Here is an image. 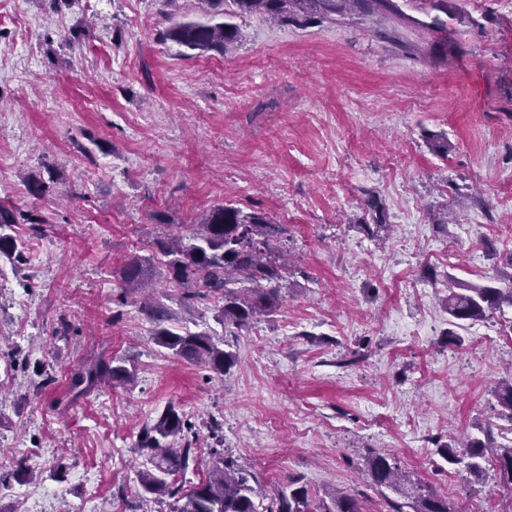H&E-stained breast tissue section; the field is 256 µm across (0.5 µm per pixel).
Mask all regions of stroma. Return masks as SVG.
Here are the masks:
<instances>
[{
    "label": "stroma",
    "mask_w": 512,
    "mask_h": 512,
    "mask_svg": "<svg viewBox=\"0 0 512 512\" xmlns=\"http://www.w3.org/2000/svg\"><path fill=\"white\" fill-rule=\"evenodd\" d=\"M395 2L242 16L232 47L186 58L160 35L205 20L200 0H0V203L42 222L15 227L24 263L0 258V512H169L138 474L142 432L171 405L196 425L199 464L172 477L187 487L219 448L257 500L295 479L389 512L401 494L365 466L381 453L462 512H512L498 470L477 483L439 453L488 429L512 442L493 395L512 309L453 342L444 309L452 284L512 280V0H448L441 31L433 0ZM224 204L288 228L278 304L233 332L211 302L184 306L154 248ZM134 254L167 327L223 337L233 368L154 342L120 277ZM99 357L134 382L74 396L72 372Z\"/></svg>",
    "instance_id": "1"
}]
</instances>
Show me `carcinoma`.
<instances>
[{"mask_svg": "<svg viewBox=\"0 0 512 512\" xmlns=\"http://www.w3.org/2000/svg\"><path fill=\"white\" fill-rule=\"evenodd\" d=\"M209 18L201 21H176L163 33L165 41L203 54L224 50L239 38L236 24L214 18H233L255 13L265 14L280 22L298 14L319 13L329 18L347 13L371 15L396 13L394 0H201ZM18 223L17 208L0 204V256L17 263L25 261L26 243L13 234ZM283 225L267 214L245 213L232 205L217 206L199 224L186 232H175L154 242L170 283L187 290L188 303L208 296L216 297L215 319L225 326L243 328L257 315L271 310L279 302L281 281L287 268L275 254V242L284 234ZM147 258L134 255L127 259L121 277L129 286L141 284L145 277ZM449 324L458 328L486 317L504 306L512 308V280L503 288L472 284L448 288L445 300ZM145 311L156 322L155 342L188 361L203 364L222 374L236 363V355L224 349V339L203 332L179 333L163 323L167 315L159 303ZM134 372L122 365L102 359L77 369L71 376V387L84 393L100 382L112 380L128 383ZM494 397L501 416L512 422V380L500 383ZM194 424L172 406L157 422L143 431L141 450L147 452L157 471H142L138 475L142 497L164 495L173 499L170 512H360L359 500L349 494L336 493L330 502L316 501L311 492L298 481L288 483V492L280 491L270 503L259 510L255 489L250 484L251 472L240 468L236 461L224 457V451L213 449L208 476L188 489L167 482L165 476L186 471L197 463L193 441ZM492 442L470 438L461 448H442L441 454L450 464L464 466L469 477L481 480L485 464L492 463L502 478L512 484V443L500 446L499 452L488 453ZM366 466L372 481L387 488L401 484L399 468L386 454L376 453L367 458ZM395 512H459L448 497L419 486L407 502L393 504Z\"/></svg>", "mask_w": 512, "mask_h": 512, "instance_id": "carcinoma-1", "label": "carcinoma"}]
</instances>
